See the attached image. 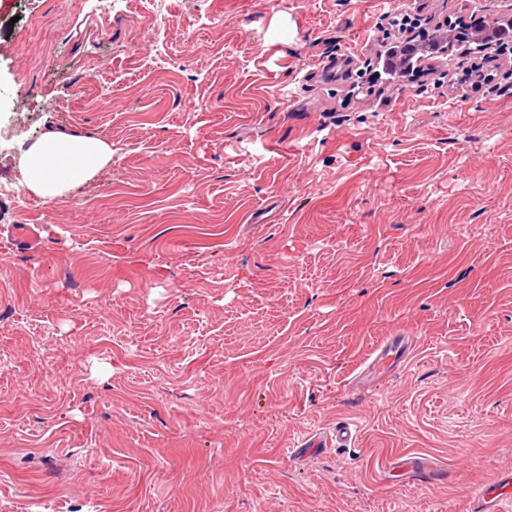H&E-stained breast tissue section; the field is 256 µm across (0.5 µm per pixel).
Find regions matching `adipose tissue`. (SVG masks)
Wrapping results in <instances>:
<instances>
[{
	"label": "adipose tissue",
	"instance_id": "obj_1",
	"mask_svg": "<svg viewBox=\"0 0 512 512\" xmlns=\"http://www.w3.org/2000/svg\"><path fill=\"white\" fill-rule=\"evenodd\" d=\"M112 160V145L90 135L47 131L23 153L20 184L45 200L68 195Z\"/></svg>",
	"mask_w": 512,
	"mask_h": 512
}]
</instances>
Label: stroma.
Here are the masks:
<instances>
[{"mask_svg": "<svg viewBox=\"0 0 512 512\" xmlns=\"http://www.w3.org/2000/svg\"><path fill=\"white\" fill-rule=\"evenodd\" d=\"M475 18L512 0H0V512H470L512 471V40L380 62ZM49 129L112 161L25 208ZM44 227L41 224H16L12 226L11 236L17 246L28 249H41L45 238L41 235ZM409 338L406 336H397L396 338L384 343L378 350V353L371 365V373H380L385 365L394 361L399 352H405L409 347Z\"/></svg>", "mask_w": 512, "mask_h": 512, "instance_id": "obj_1", "label": "stroma"}]
</instances>
